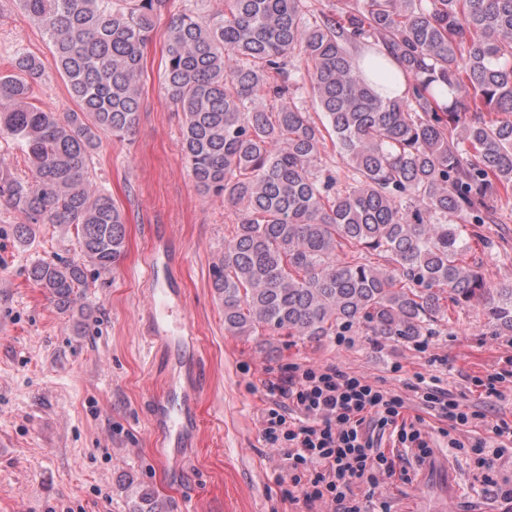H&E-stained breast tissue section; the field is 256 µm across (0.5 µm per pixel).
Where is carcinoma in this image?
Instances as JSON below:
<instances>
[{"instance_id": "carcinoma-1", "label": "carcinoma", "mask_w": 512, "mask_h": 512, "mask_svg": "<svg viewBox=\"0 0 512 512\" xmlns=\"http://www.w3.org/2000/svg\"><path fill=\"white\" fill-rule=\"evenodd\" d=\"M170 0H18L48 36L77 105L46 112L44 70L20 53L0 71V138L30 177L0 166L15 234L70 224L81 259L27 270L57 307L85 287V263L111 269L126 219L92 188L102 138L138 124L144 53ZM224 0L213 17L170 21L162 88L183 114L182 151L202 196L237 208L214 287L235 336L321 340L364 326L413 341L473 303L512 332V278L490 281L462 225L495 222L512 190V0ZM300 51L314 111L294 101ZM411 93L376 91L388 59ZM349 186L318 166L327 147ZM144 493L135 512H163Z\"/></svg>"}]
</instances>
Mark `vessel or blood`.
<instances>
[{
	"instance_id": "obj_1",
	"label": "vessel or blood",
	"mask_w": 512,
	"mask_h": 512,
	"mask_svg": "<svg viewBox=\"0 0 512 512\" xmlns=\"http://www.w3.org/2000/svg\"><path fill=\"white\" fill-rule=\"evenodd\" d=\"M176 295L171 288H164L151 311L156 339L161 343H171L174 333L183 329L184 321L174 317ZM197 395L190 389L178 385L165 386L162 393L153 398L151 420L154 429L170 448L183 447L196 423L195 401Z\"/></svg>"
}]
</instances>
